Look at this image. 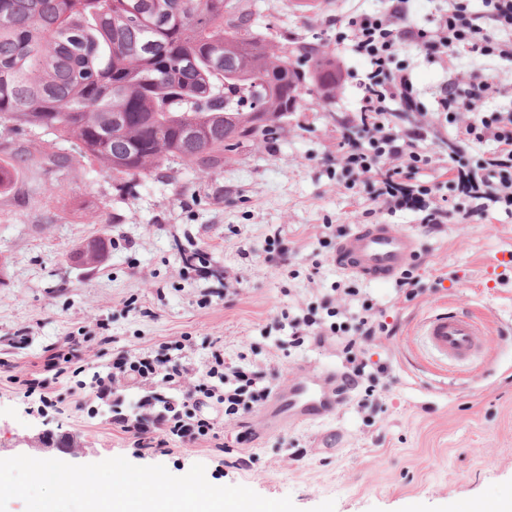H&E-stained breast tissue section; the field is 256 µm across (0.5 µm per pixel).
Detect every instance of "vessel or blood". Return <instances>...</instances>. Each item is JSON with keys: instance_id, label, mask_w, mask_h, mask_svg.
<instances>
[{"instance_id": "vessel-or-blood-1", "label": "vessel or blood", "mask_w": 512, "mask_h": 512, "mask_svg": "<svg viewBox=\"0 0 512 512\" xmlns=\"http://www.w3.org/2000/svg\"><path fill=\"white\" fill-rule=\"evenodd\" d=\"M420 251L417 233L374 222L354 225L338 239L332 261L346 274L384 285L395 281ZM483 330L479 316L454 304L430 311L416 326L417 335L439 365L472 364L480 353ZM338 377V371L330 369L298 373L290 377L286 387L274 391L273 406L298 423L324 421L336 412Z\"/></svg>"}]
</instances>
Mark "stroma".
Wrapping results in <instances>:
<instances>
[{
	"instance_id": "1",
	"label": "stroma",
	"mask_w": 512,
	"mask_h": 512,
	"mask_svg": "<svg viewBox=\"0 0 512 512\" xmlns=\"http://www.w3.org/2000/svg\"><path fill=\"white\" fill-rule=\"evenodd\" d=\"M255 3L260 32L297 47H328L351 69L360 63L337 45L333 21L379 5L327 0L320 12L299 16L290 0ZM357 103L351 85L324 108L304 95L275 143H244L204 175L172 160L127 192L85 162L52 182L30 164L0 188V359L14 367L0 372V448L25 454L24 437L50 430L75 441L80 464L122 456L181 476L200 463L211 484L288 496L301 512L328 499L335 512H451L468 500L512 497V217L501 214L451 221L432 234L412 213L390 216L421 235L423 293L403 303L393 285H364L396 326L376 349L392 365L376 405L359 408L354 392L333 419L313 426L276 422L262 409L246 414L225 427L227 438L246 427L268 433L240 445L236 463L204 446L137 447L113 429L111 404L74 388L113 354L156 355L183 336L198 365L218 338L226 357L285 377L298 367H340L331 349L304 346L283 356L278 344L288 333L271 329L270 320L331 295L343 278L334 244L323 243L317 227L349 229L370 206L341 193L325 166L341 118ZM277 228L294 249L283 267L264 260ZM93 239L105 241L104 260L72 263L70 253ZM200 250L216 275L190 285L182 258ZM316 254L323 268L310 283L305 272ZM234 276L238 293L227 302L224 283ZM446 303L479 313L487 333L480 363L443 372L414 325ZM68 337L97 352L82 375L66 372L46 403L19 393L10 375L39 369L45 350Z\"/></svg>"
}]
</instances>
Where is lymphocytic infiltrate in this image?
<instances>
[{
	"mask_svg": "<svg viewBox=\"0 0 512 512\" xmlns=\"http://www.w3.org/2000/svg\"><path fill=\"white\" fill-rule=\"evenodd\" d=\"M416 2L385 0L382 9L337 19L338 43L348 44L363 68L336 70L337 87L355 85L360 103L341 121L328 172L346 192L368 190L369 217L378 209L410 211L432 231L456 215L512 217V107L492 108L508 89L488 71L489 62L512 63V0H482L477 10L471 0H446L428 28L414 20ZM409 50L423 52L447 79L435 93V120L405 128L398 114L423 109L413 68L402 58ZM486 142L492 143L491 152L467 156V147ZM425 170L426 180L420 177ZM341 293V305L326 298L317 306L282 312L288 345L336 348L345 361L346 390L360 388L370 398L390 373L370 351L395 328L355 281H347ZM166 348L161 358L118 352L91 382L98 399L112 401L113 428L146 448L165 450L174 442L224 448L221 422L259 409L282 383L226 358L218 340L199 367L190 362L182 341H169ZM133 387L143 394L131 410H123L116 394ZM214 407L223 409V418L211 417Z\"/></svg>",
	"mask_w": 512,
	"mask_h": 512,
	"instance_id": "1",
	"label": "lymphocytic infiltrate"
}]
</instances>
